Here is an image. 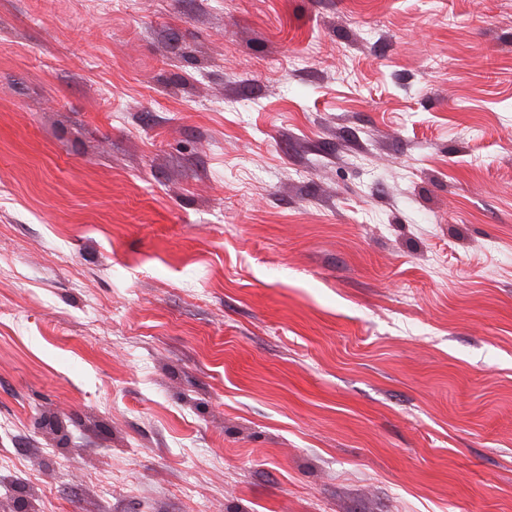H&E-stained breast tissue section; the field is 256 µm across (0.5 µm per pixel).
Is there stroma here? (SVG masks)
I'll return each mask as SVG.
<instances>
[{
	"instance_id": "1",
	"label": "stroma",
	"mask_w": 512,
	"mask_h": 512,
	"mask_svg": "<svg viewBox=\"0 0 512 512\" xmlns=\"http://www.w3.org/2000/svg\"><path fill=\"white\" fill-rule=\"evenodd\" d=\"M0 512H512V0H0Z\"/></svg>"
}]
</instances>
